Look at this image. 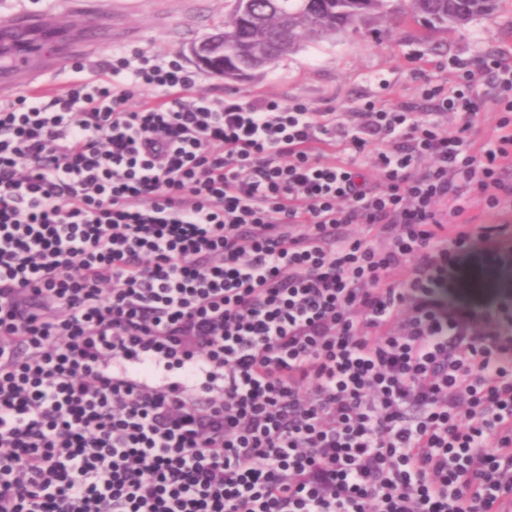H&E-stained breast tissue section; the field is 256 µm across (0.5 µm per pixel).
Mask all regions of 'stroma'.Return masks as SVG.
Masks as SVG:
<instances>
[{"mask_svg": "<svg viewBox=\"0 0 512 512\" xmlns=\"http://www.w3.org/2000/svg\"><path fill=\"white\" fill-rule=\"evenodd\" d=\"M114 8L119 35L113 51L129 55L143 51L165 60L176 57L188 67L190 46L223 32L229 4L227 0H115ZM491 48L512 51V0H498L493 13L436 34L414 23L389 29L374 21L308 45L230 87L223 78L203 70L196 91L244 102L267 97L284 103L301 101L317 112L330 107L352 112L373 96L419 101L418 72L444 80L450 58L471 59ZM478 263L512 271V237L461 255L439 295L456 314H467L492 297L512 296V286L474 287L469 274Z\"/></svg>", "mask_w": 512, "mask_h": 512, "instance_id": "obj_1", "label": "stroma"}]
</instances>
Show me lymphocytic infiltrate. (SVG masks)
<instances>
[{"mask_svg":"<svg viewBox=\"0 0 512 512\" xmlns=\"http://www.w3.org/2000/svg\"><path fill=\"white\" fill-rule=\"evenodd\" d=\"M145 53L0 104V512H512V57L424 110L195 93ZM370 158L364 169L361 158ZM472 214L476 215L479 224H511L512 225V200L505 203L497 211L486 213L481 201H475L472 207ZM476 262L484 267L498 271L511 272V284L498 285L488 288L485 285L476 289L469 274L473 271ZM439 298L446 302L456 314L465 315L471 308L490 297L511 296V308L508 311L511 319L512 334V235L510 238L493 241L484 244L480 249L466 252L458 260L457 269L452 279L447 281L446 286L441 288Z\"/></svg>","mask_w":512,"mask_h":512,"instance_id":"1","label":"lymphocytic infiltrate"}]
</instances>
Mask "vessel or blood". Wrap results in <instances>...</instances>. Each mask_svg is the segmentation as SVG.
Wrapping results in <instances>:
<instances>
[{
    "instance_id": "1",
    "label": "vessel or blood",
    "mask_w": 512,
    "mask_h": 512,
    "mask_svg": "<svg viewBox=\"0 0 512 512\" xmlns=\"http://www.w3.org/2000/svg\"><path fill=\"white\" fill-rule=\"evenodd\" d=\"M93 14L76 13L74 33L59 43L53 13L0 16V101L22 90H39L68 60L90 63L112 44V4L97 0Z\"/></svg>"
}]
</instances>
